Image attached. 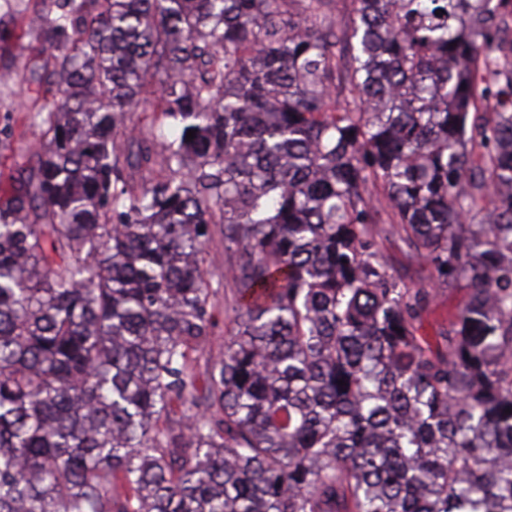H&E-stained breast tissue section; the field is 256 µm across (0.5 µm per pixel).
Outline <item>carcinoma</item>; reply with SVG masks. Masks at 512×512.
<instances>
[{"instance_id": "cac0c4a2", "label": "carcinoma", "mask_w": 512, "mask_h": 512, "mask_svg": "<svg viewBox=\"0 0 512 512\" xmlns=\"http://www.w3.org/2000/svg\"><path fill=\"white\" fill-rule=\"evenodd\" d=\"M335 2H44L0 512H512V0ZM385 222L468 281L441 346ZM216 232L234 333L202 375Z\"/></svg>"}]
</instances>
